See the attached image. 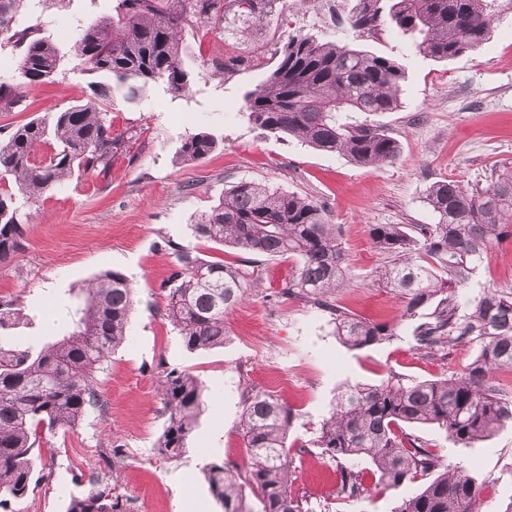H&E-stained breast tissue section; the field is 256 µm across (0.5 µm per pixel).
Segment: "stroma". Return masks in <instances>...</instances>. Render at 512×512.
Instances as JSON below:
<instances>
[{
  "mask_svg": "<svg viewBox=\"0 0 512 512\" xmlns=\"http://www.w3.org/2000/svg\"><path fill=\"white\" fill-rule=\"evenodd\" d=\"M357 0H276L268 26L246 35L213 28H189L182 35L183 61L193 75L189 95L175 99L164 85L150 87L136 102L114 92L104 111L115 132L132 130L104 177L68 181L49 193L25 227L24 250L0 266V297L19 299L25 318L0 332V345L37 350L55 341L68 322H47L48 306L75 302L80 288L101 271H121L137 297L128 325V342L99 375L103 410L89 413L80 426L52 438L54 460H43V479L24 499L0 512H67L71 497L87 493L89 473L99 453L120 439L128 456L109 484L128 496L137 512H172L174 476L187 479L186 492L198 512H223L213 499L203 466L224 459L246 466L234 425L243 391L254 382L293 408L288 434L293 460L292 488L314 503L330 501L336 464L312 444L315 430L338 391L349 384L380 383L388 373L425 380L463 370L474 358L472 344L449 354L419 351L403 303L377 282L387 256L372 242L373 224H430L424 203L439 180L463 188L487 186L491 172L512 161V9L498 13L491 35L473 52L437 61L420 54L392 23L370 36L336 28L330 11L351 12ZM113 0H66L25 12L20 22L39 25L43 37L68 48V31L77 21L111 13ZM303 31L344 38L391 57L404 71L397 111L376 114L401 144L397 159L361 167L345 156L314 150L295 139L279 138L251 125L244 110L246 92L261 84L270 57L289 34ZM237 50L244 64L224 73L222 62ZM92 75L66 59L54 83L16 85L20 102L0 112V141L19 123L64 110L91 97ZM204 131L217 146L206 159H180L184 138ZM242 180L268 184L324 204L330 223L339 226L352 284L336 296L350 312L396 324L387 343L354 350L336 336L328 315L307 303L276 301L296 262L266 258L261 282L248 301L227 320L224 347L191 352L165 315L168 281L176 269L171 244L196 247L208 260H233L223 246L195 240L190 226L226 187ZM512 293V245L493 248L458 289L460 303L487 287ZM187 368L203 382L208 405L183 457L162 460L156 441L164 418L157 398L158 363ZM436 452L461 463L481 485L482 512H505L512 504V428L473 448H455L443 431L419 429Z\"/></svg>",
  "mask_w": 512,
  "mask_h": 512,
  "instance_id": "1",
  "label": "stroma"
}]
</instances>
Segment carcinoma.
Segmentation results:
<instances>
[{
  "label": "carcinoma",
  "mask_w": 512,
  "mask_h": 512,
  "mask_svg": "<svg viewBox=\"0 0 512 512\" xmlns=\"http://www.w3.org/2000/svg\"><path fill=\"white\" fill-rule=\"evenodd\" d=\"M28 0H0V30L22 48L16 71L31 86L52 82L62 63L58 45L38 26L14 27ZM271 0H114L112 14L87 18L70 44L85 72L109 82L91 84L93 99L14 127L0 143V264L20 253L25 225L43 198L77 173L100 175L124 147L112 116L98 102L112 89L130 102L160 81L175 97L192 91L183 66L179 33L186 27L263 25ZM500 0H359L349 17L334 20L358 34L378 30L388 17L435 60L454 59L489 36ZM264 83L249 92L244 107L256 127L297 138L309 147L338 153L373 167L394 161L399 141L370 120L400 104L404 72L398 62L353 42L295 34L276 48ZM115 83H110V80ZM18 105L14 87L0 82V112ZM43 145L52 147L37 158ZM216 147L205 132L188 136L182 161H200ZM425 203L432 224H372L374 244L392 257L380 278L404 298L403 317L415 321L421 351L445 352L457 343L474 345V359L460 373L404 380L391 373L379 384L347 386L322 420L313 445L340 463L333 498L338 504L376 490L395 491L421 481L420 490L394 512H479L481 487L462 467L446 462L413 434L437 427L461 448H472L512 426V395L495 385L496 373L512 366V296L489 287L460 313L455 285L479 266L490 247L512 242V163L495 171L485 188L464 189L454 180L429 186ZM194 236L242 254L233 262L207 260L176 246L177 269L167 293L166 316L189 351L224 346L225 320L249 298L259 280V258H294L298 270L278 297L296 298L330 315L336 336L352 349L379 345L396 335L387 321L362 320L335 304L347 288L345 258L325 205L295 192L240 181L198 215ZM134 288L115 270L103 272L83 290V301L67 306L73 329L37 351L0 346V505L26 497L35 479V451L59 430L76 428L102 408L98 376L127 339ZM24 318L17 300L0 299V330ZM159 401L165 422L156 448L166 460L180 458L197 418L207 406L204 387L190 370H162ZM295 412L252 385L243 392L238 426L249 469L238 474L210 461L205 478L224 512H253L250 489L260 512H317L293 493L287 446ZM105 466L89 477L87 494L71 499L67 512H131V502L109 487L110 473L127 457L116 439L102 452ZM367 461L368 468L357 462Z\"/></svg>",
  "instance_id": "obj_1"
}]
</instances>
